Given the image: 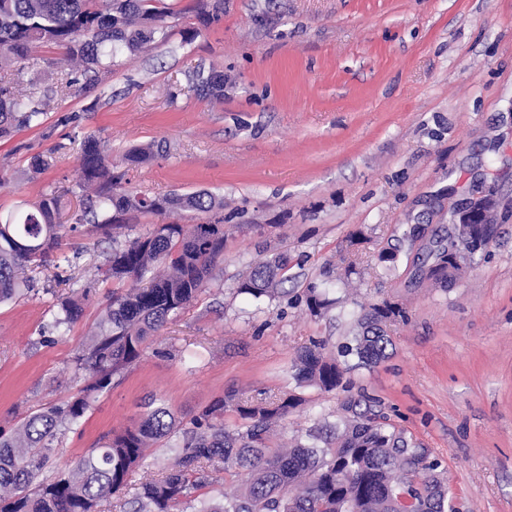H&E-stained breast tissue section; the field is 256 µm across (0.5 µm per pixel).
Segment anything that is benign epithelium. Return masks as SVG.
<instances>
[{"label":"benign epithelium","mask_w":512,"mask_h":512,"mask_svg":"<svg viewBox=\"0 0 512 512\" xmlns=\"http://www.w3.org/2000/svg\"><path fill=\"white\" fill-rule=\"evenodd\" d=\"M495 207L494 199L484 196L459 211L458 221L454 227L459 252L453 255L444 267L435 268L429 272V277L437 281L440 287L448 289L456 287L469 267V263L461 259L467 245L491 237Z\"/></svg>","instance_id":"1"}]
</instances>
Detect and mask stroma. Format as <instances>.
Masks as SVG:
<instances>
[{
  "label": "stroma",
  "mask_w": 512,
  "mask_h": 512,
  "mask_svg": "<svg viewBox=\"0 0 512 512\" xmlns=\"http://www.w3.org/2000/svg\"><path fill=\"white\" fill-rule=\"evenodd\" d=\"M164 43L122 54L99 85L53 91L56 49L34 48L24 84L52 94L39 125L0 139V218L44 193L63 217L80 208L81 143L100 139L131 189L150 197L223 198L224 260L205 291L160 331L76 429L61 435L57 467L72 466L103 435L136 424L148 400L189 423L214 400L291 392L302 407L276 444L305 439L348 405L373 409L445 470L455 512H512V0H163ZM220 5L203 22L201 5ZM224 74V97L195 75ZM150 147L128 166V150ZM46 165L33 171V157ZM491 194L493 240L452 289L423 282L413 263L446 239L455 207ZM423 225L425 234L408 232ZM363 232L362 243L347 240ZM72 265L37 267L40 286L0 304V426L77 394L74 360L115 282L91 224L66 238ZM398 253L395 266L381 250ZM287 255L275 298L238 284L256 263ZM359 274L340 280L348 262ZM94 287L64 338L53 298ZM333 304L312 315L309 284ZM400 304L393 347L343 387L297 386V350L321 340L337 354L365 305Z\"/></svg>",
  "instance_id": "obj_1"
}]
</instances>
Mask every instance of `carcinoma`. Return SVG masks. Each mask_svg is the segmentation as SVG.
Returning <instances> with one entry per match:
<instances>
[{
	"label": "carcinoma",
	"instance_id": "obj_1",
	"mask_svg": "<svg viewBox=\"0 0 512 512\" xmlns=\"http://www.w3.org/2000/svg\"><path fill=\"white\" fill-rule=\"evenodd\" d=\"M156 2L109 0L99 9L97 0H0V69L13 67L21 75L32 48L53 45L62 61L80 68L85 84L95 85L117 55L167 39L172 12ZM78 78L62 70L57 84L64 91ZM48 107L49 100L34 99L18 79L1 84L0 138L31 126ZM78 176L87 198L72 223H59L60 202L53 193L44 194L20 220L0 222V303L34 290L30 265L55 261L64 239L84 223L95 224L111 243L101 275L136 286L112 294L76 357L75 376L83 381L78 394L8 430L0 428V512H100L104 502L129 487L148 449L162 439L170 442L172 461L165 472L143 476L129 501L131 512H455L439 463L427 461L377 414L355 412L292 448L272 447L273 427L302 404L290 393L242 403L220 398L184 428L165 406H149L137 424L100 439L75 466L45 476L58 435L112 388L118 367L139 359L148 339L206 290L224 260L222 218L189 228L159 224L123 242L114 235L129 212L210 213L224 208L221 199L206 192L163 198L134 193L121 185L122 176L114 174L112 160L93 136L84 140ZM287 271L288 257L279 255L255 266L238 291L271 298L288 280ZM92 294L86 284L56 297V330L80 321ZM306 302L316 314L329 305L313 284ZM397 317L406 312L386 300L371 305L340 356L357 358L359 367L379 364L392 346L386 324ZM323 349L319 341L303 347L293 360L292 377L332 391L343 385L344 370ZM231 403L242 420L235 430L224 427V409ZM231 469L240 478L239 490L220 498L198 494Z\"/></svg>",
	"mask_w": 512,
	"mask_h": 512
}]
</instances>
